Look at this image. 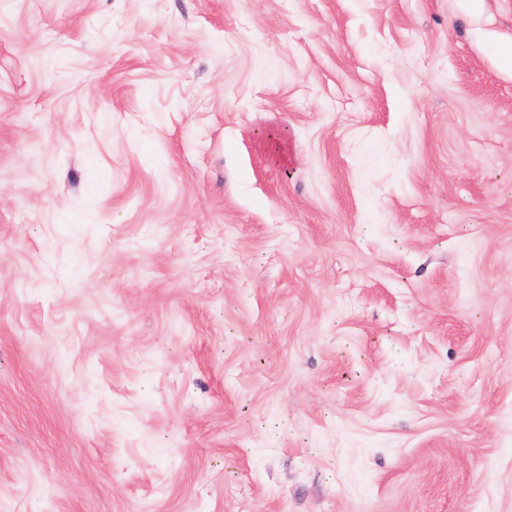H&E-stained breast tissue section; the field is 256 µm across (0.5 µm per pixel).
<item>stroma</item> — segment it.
<instances>
[{"instance_id": "obj_1", "label": "stroma", "mask_w": 512, "mask_h": 512, "mask_svg": "<svg viewBox=\"0 0 512 512\" xmlns=\"http://www.w3.org/2000/svg\"><path fill=\"white\" fill-rule=\"evenodd\" d=\"M512 0H0V512H512Z\"/></svg>"}]
</instances>
